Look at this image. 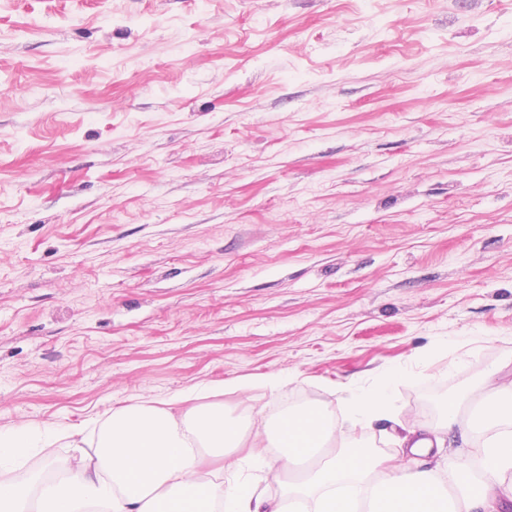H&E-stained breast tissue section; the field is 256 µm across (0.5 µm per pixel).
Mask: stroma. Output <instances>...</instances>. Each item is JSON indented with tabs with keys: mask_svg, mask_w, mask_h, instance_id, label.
Segmentation results:
<instances>
[{
	"mask_svg": "<svg viewBox=\"0 0 512 512\" xmlns=\"http://www.w3.org/2000/svg\"><path fill=\"white\" fill-rule=\"evenodd\" d=\"M504 358L512 0H0V429Z\"/></svg>",
	"mask_w": 512,
	"mask_h": 512,
	"instance_id": "1",
	"label": "stroma"
}]
</instances>
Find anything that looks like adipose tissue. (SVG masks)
Wrapping results in <instances>:
<instances>
[{
	"mask_svg": "<svg viewBox=\"0 0 512 512\" xmlns=\"http://www.w3.org/2000/svg\"><path fill=\"white\" fill-rule=\"evenodd\" d=\"M503 369L487 366L449 393L437 433L393 413L394 389L407 375L398 367L341 398L336 412L305 404L241 419L218 402L227 391L289 384L272 373L127 403L70 429H1L0 512H499L512 500V376ZM340 411L355 424L392 421L412 455L442 445L446 433L472 446L431 468L384 458L367 439L337 438ZM60 439L73 449L61 470L13 479L37 449ZM262 468L287 479L279 498L257 493Z\"/></svg>",
	"mask_w": 512,
	"mask_h": 512,
	"instance_id": "ef3b65f1",
	"label": "adipose tissue"
}]
</instances>
